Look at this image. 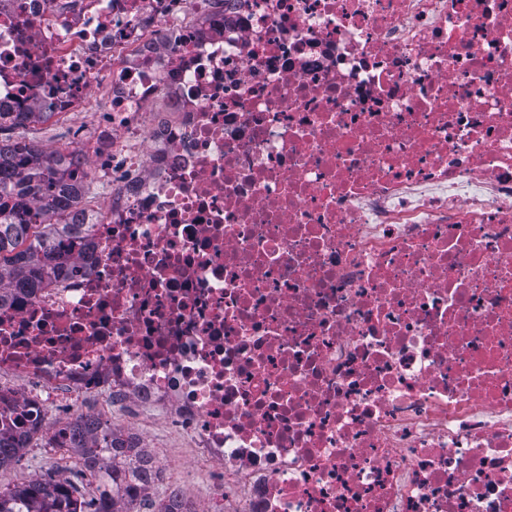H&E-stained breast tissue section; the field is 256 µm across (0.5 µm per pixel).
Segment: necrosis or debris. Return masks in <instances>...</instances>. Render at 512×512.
Returning a JSON list of instances; mask_svg holds the SVG:
<instances>
[{
	"mask_svg": "<svg viewBox=\"0 0 512 512\" xmlns=\"http://www.w3.org/2000/svg\"><path fill=\"white\" fill-rule=\"evenodd\" d=\"M56 123L100 191L1 435L167 512H512V0H0V127Z\"/></svg>",
	"mask_w": 512,
	"mask_h": 512,
	"instance_id": "1",
	"label": "necrosis or debris"
}]
</instances>
